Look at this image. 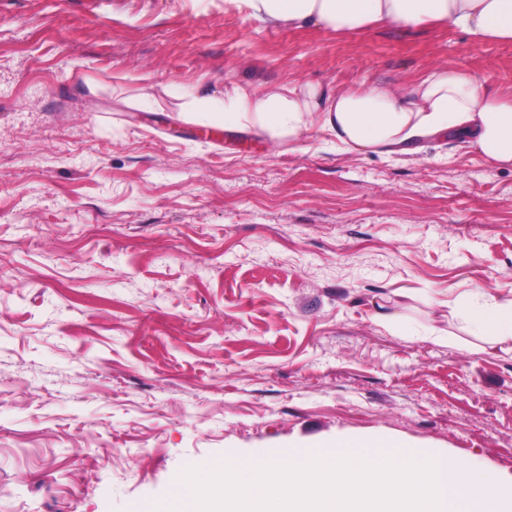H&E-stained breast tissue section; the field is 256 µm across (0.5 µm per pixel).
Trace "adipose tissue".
Wrapping results in <instances>:
<instances>
[{"instance_id":"1","label":"adipose tissue","mask_w":512,"mask_h":512,"mask_svg":"<svg viewBox=\"0 0 512 512\" xmlns=\"http://www.w3.org/2000/svg\"><path fill=\"white\" fill-rule=\"evenodd\" d=\"M250 17L291 27L363 31L447 25L471 43L512 42V0H225ZM227 115L271 138L299 141L319 129L358 154L409 153L421 139L465 134L488 161L512 166V98L490 81L439 68L407 86L341 89L287 81L262 93L227 90Z\"/></svg>"}]
</instances>
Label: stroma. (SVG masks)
Returning <instances> with one entry per match:
<instances>
[{
  "instance_id": "35a3bbf8",
  "label": "stroma",
  "mask_w": 512,
  "mask_h": 512,
  "mask_svg": "<svg viewBox=\"0 0 512 512\" xmlns=\"http://www.w3.org/2000/svg\"><path fill=\"white\" fill-rule=\"evenodd\" d=\"M512 96V43L262 23L224 0H0V512H148L219 457L357 440L512 487V166L225 122L224 91ZM470 319L482 336L499 342L512 340V305L474 308Z\"/></svg>"
}]
</instances>
